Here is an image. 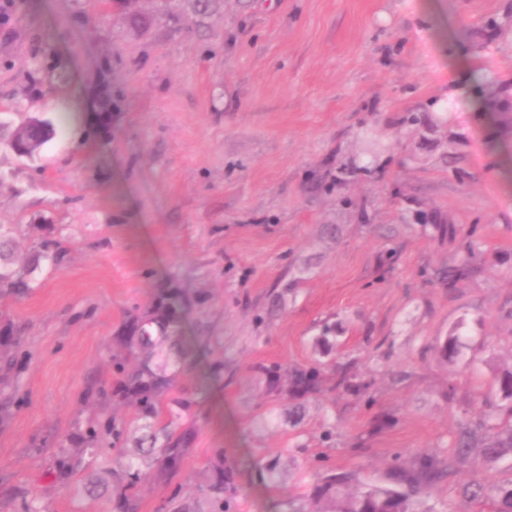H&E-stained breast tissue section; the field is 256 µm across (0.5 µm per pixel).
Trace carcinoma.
I'll return each instance as SVG.
<instances>
[{
  "label": "carcinoma",
  "instance_id": "cac0c4a2",
  "mask_svg": "<svg viewBox=\"0 0 512 512\" xmlns=\"http://www.w3.org/2000/svg\"><path fill=\"white\" fill-rule=\"evenodd\" d=\"M52 123L40 117H29L15 129L13 139L33 145L26 158L31 159L51 140ZM16 227L0 224V286L6 284L22 295L31 288V274L43 259L52 265L60 260L59 248L44 247L33 264H15L10 244ZM475 245L469 244L466 257L457 265L441 272V281L451 285L474 271ZM192 299L176 293L162 294L149 310L131 315L117 337L118 353L112 355V372L118 384L112 392L104 388H89L86 399H112L131 406L135 420L143 422L146 434L131 435L130 424L108 414L100 421L90 423L79 438L69 436L60 443L55 471L65 481L83 470L90 460L100 457L108 448H117L126 461L119 468L105 466L94 475L93 487L111 494L113 512H139L140 490L149 477L171 487L165 499L166 512H228L229 501L224 499L232 481L231 466L224 459V449L214 451L205 474L196 485V497L182 496L183 484L177 482L185 459L191 452L193 431H177L183 413L193 405L186 393H173L179 369L169 367L163 355L165 343L178 339L184 332V320ZM3 363L11 369L27 358L20 338L5 337ZM293 391L305 396L315 393L322 382L316 367L294 369L288 373ZM455 459L448 462L433 456H424L413 472L402 476L395 488H358L340 494L336 485L348 477H328L319 488L313 512H411L413 498L419 490L438 479L451 465L472 462L475 477L464 489L466 502L480 505L489 512H512V480L493 485L495 496L487 497L490 471L506 455H512V404L503 409L487 396L478 400L475 421L467 423L454 438Z\"/></svg>",
  "mask_w": 512,
  "mask_h": 512
}]
</instances>
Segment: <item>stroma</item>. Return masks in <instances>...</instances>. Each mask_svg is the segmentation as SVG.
<instances>
[{"instance_id":"35a3bbf8","label":"stroma","mask_w":512,"mask_h":512,"mask_svg":"<svg viewBox=\"0 0 512 512\" xmlns=\"http://www.w3.org/2000/svg\"><path fill=\"white\" fill-rule=\"evenodd\" d=\"M455 89L512 113V0H213L204 14L194 0H14L0 117H48L56 134L26 159L0 129V224L18 225L19 255L58 243L64 260L26 296L0 290V328L21 324L32 353L0 373L19 400L0 414V512H22L20 488L42 512H111L81 494L85 474L56 482L54 455L103 409L132 419L81 398L116 386L115 338L161 288L200 299L178 377L195 401L180 425L197 431L184 470L223 449L232 512H288L331 474L387 487L422 455L452 457L477 395L512 366V122L485 125L447 100ZM410 112L448 121L401 124ZM469 242L477 273L435 284ZM272 363L326 380L295 398L255 373ZM343 365L359 391L335 388ZM273 458L276 487L261 477ZM472 476L453 466L415 512H472Z\"/></svg>"}]
</instances>
